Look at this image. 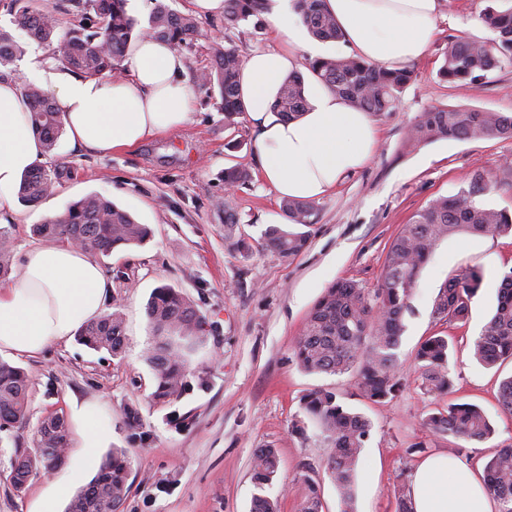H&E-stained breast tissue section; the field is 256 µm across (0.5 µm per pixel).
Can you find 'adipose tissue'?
<instances>
[{"mask_svg": "<svg viewBox=\"0 0 512 512\" xmlns=\"http://www.w3.org/2000/svg\"><path fill=\"white\" fill-rule=\"evenodd\" d=\"M270 17L277 48L252 52L242 64L240 94L255 129L263 180L282 198L313 201L361 170L379 145L368 113L350 107L318 83L310 107L285 120L270 108L282 81L298 69L300 17L293 0H275ZM346 46L386 67L424 58L437 34L443 0H325ZM122 79H84L54 59L29 64L30 81L50 89L73 143L99 155L175 132L189 120L194 89L185 61L151 37L133 41ZM41 141L27 122L15 79L0 78V213L11 212L22 176L43 162ZM109 283L95 256L70 245L30 247L10 281L0 282V353L34 358L67 342L103 313ZM414 512H496L475 471L435 454L412 481Z\"/></svg>", "mask_w": 512, "mask_h": 512, "instance_id": "ef3b65f1", "label": "adipose tissue"}]
</instances>
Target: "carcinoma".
I'll return each instance as SVG.
<instances>
[{
	"instance_id": "carcinoma-1",
	"label": "carcinoma",
	"mask_w": 512,
	"mask_h": 512,
	"mask_svg": "<svg viewBox=\"0 0 512 512\" xmlns=\"http://www.w3.org/2000/svg\"><path fill=\"white\" fill-rule=\"evenodd\" d=\"M296 9L308 32L322 41H339L343 34L324 0H295ZM18 26L37 41L47 44L52 55L68 70L85 78L112 77L122 72L121 62L133 32L150 36L181 53L189 49L198 32L195 17L171 11L164 0H154L147 26L128 13L127 0H56L43 5L37 0H12ZM74 6L81 9L82 25L65 32L58 30L55 13ZM266 0H224V22L237 25L259 17ZM484 22L499 33L496 49L474 40L448 42L439 74L454 87L465 86L486 73L512 63V7L499 10L488 6ZM21 53L20 45L0 31V66L5 67ZM242 59L233 48L215 38L210 45L209 66L195 74L198 85L216 86L224 122L235 123L244 112L239 93ZM310 74L337 97L365 112H390L399 103L404 88L412 81L408 67L387 68L356 57L328 56L309 62ZM32 128L51 153L63 133L61 112L43 89L24 88ZM310 107L306 81L292 74L281 83L273 112L292 120ZM512 139V115L471 108L434 107L422 113L406 132L404 146L417 148L441 139ZM244 167L224 171L227 189L248 183ZM57 173L42 166L27 172L19 194L30 204L51 196ZM488 179L475 173L466 189L450 197H439L418 211L392 241L377 288L342 280L329 286L308 314L302 336L294 350L297 364L317 374L353 373L363 396L384 402L402 388L397 350L401 343L404 316L418 274L434 246L459 231L496 237L512 233V215L487 207L482 196ZM281 209L292 228L272 226L265 233L268 245L284 257L304 250L309 237L305 228L313 223L314 206L306 201L285 199ZM33 234L62 245H72L95 254H109L120 246H136L148 237L149 229L138 224L126 211L101 194H90L69 205L54 219L32 227ZM12 255L10 237L0 230V274L8 272ZM483 276L476 268H465L450 278L433 305L439 322L463 321L470 303L481 287ZM151 339L145 360L154 372L152 397L161 402L179 399L188 387V363L207 340L205 320L180 291L162 286L147 303ZM86 347L118 356L124 349V323L119 308L86 325L79 334ZM474 357L492 367L512 361V271L498 288L495 312L474 342ZM415 361L425 391L436 397L448 394L453 378L449 364L448 337L433 335L421 343ZM30 379L19 367L0 360V430L27 424ZM303 413L330 442L327 470L341 502V512H354L356 467L370 437V422L345 407L336 392L319 388L303 399ZM423 426L436 434H448L465 441L485 440L494 429L481 408L471 404H450L430 410ZM69 427L60 414L45 417L35 434L34 451L15 447L9 456L11 486L22 491L31 476L48 473L61 464L69 444ZM278 451L259 448L255 452L251 478L257 493L251 512H279L278 499L266 494L278 472ZM131 461L120 448L112 449L96 476L70 502L67 512H119L128 489ZM308 494L299 512H323L319 486L308 482ZM485 494L498 505V512H512V446L499 449L485 467Z\"/></svg>"
}]
</instances>
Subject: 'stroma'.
I'll return each mask as SVG.
<instances>
[{
    "instance_id": "1",
    "label": "stroma",
    "mask_w": 512,
    "mask_h": 512,
    "mask_svg": "<svg viewBox=\"0 0 512 512\" xmlns=\"http://www.w3.org/2000/svg\"><path fill=\"white\" fill-rule=\"evenodd\" d=\"M488 0H445L438 34L426 57L413 62L414 80L394 111L373 114L379 146L366 167L314 203V222L306 248L281 257L264 243V232L281 202L257 175L255 134L247 115L224 123L216 89L196 87L190 120L175 132L147 139L108 155L85 152L60 137L44 165L60 177L54 195L30 207L15 202L6 224L12 240L11 262L40 244L32 225L82 197L99 193L148 225L145 243L101 257L112 284L105 310L120 307L126 346L122 356L93 351L77 339L48 347L35 358H20L31 380L25 427L0 433V447L33 448L42 418L61 414L70 429L64 464L31 477L15 492L6 467H0V512H33L36 501L57 488L77 491L97 473L106 455L83 445L79 411L90 406L111 429V446L132 461L129 491L122 512H249L254 451L274 447L279 454L269 496L280 512H297L308 481L321 486L325 512H339V496L326 475L329 443L314 423L305 437L292 435L300 420L301 398L317 388L335 389L349 409L372 424L356 472V512H397L395 490L411 482L420 455H407L415 442L428 453L458 455L482 471L497 449L512 445V415L498 402L499 385L512 376V362L487 367L473 356V344L492 315L497 288L512 271V235L477 236L457 232L439 241L423 266L404 318L398 349L403 387L378 404L361 397L352 374L303 371L294 359L309 310L332 283L342 279L376 288L388 248L404 224L429 201L452 196L468 186L474 172L490 187L483 201L512 211V139L437 140L413 150L403 147L408 127L433 107L464 106L512 113V64L489 72L479 84L452 87L438 76L449 40L468 38L495 46L498 34L479 18ZM199 33L185 50L188 75L209 62L214 35L240 55L277 47L269 17L259 22L224 23L223 15H199ZM0 29L11 33L23 52L4 72L28 85L31 62L49 58L48 47L19 28L10 0H0ZM252 171L251 181L235 190L224 185L226 168ZM237 217L227 233L226 212ZM250 245L242 252L238 240ZM477 267L483 282L466 321L446 324L432 316L440 288L461 269ZM181 291L207 321L208 343L190 363L191 374H207L208 390L191 389L168 404L152 401L153 372L145 362L147 302L154 288ZM451 344L454 389L433 398L421 386L414 359L419 344L434 333ZM472 403L495 428L483 442L430 433L422 426L435 404ZM141 417L143 438L127 423L128 412Z\"/></svg>"
}]
</instances>
